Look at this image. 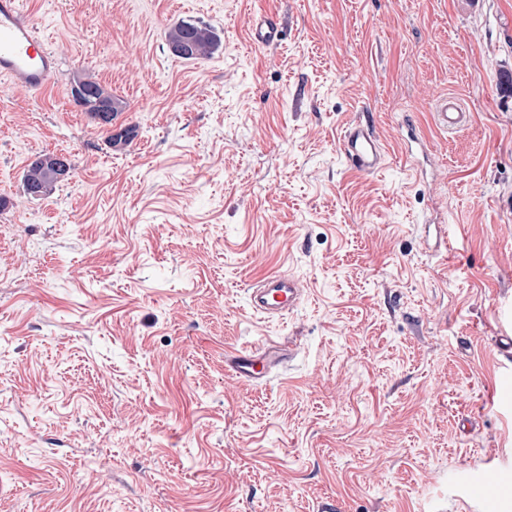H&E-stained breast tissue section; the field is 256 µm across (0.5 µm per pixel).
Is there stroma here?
Here are the masks:
<instances>
[{"mask_svg": "<svg viewBox=\"0 0 512 512\" xmlns=\"http://www.w3.org/2000/svg\"><path fill=\"white\" fill-rule=\"evenodd\" d=\"M27 8L60 69L37 102L0 77V512H474V470L512 512V0ZM260 15L281 39L256 48ZM182 21L219 50L174 56ZM87 76L131 142L74 103ZM369 113L362 176L337 145ZM44 151L72 172L34 199ZM272 271L305 293L265 318ZM260 340L283 363L228 375ZM75 87L78 88V92L75 93L73 87L72 97L74 102L82 108L83 112H86L95 120L100 127L106 129L108 133L107 141L111 146L123 140L127 143L134 137V127H121L118 132L112 134V121L118 112L124 111L123 101L112 96V93L105 87L89 77L79 79ZM104 104L108 110V118L106 121H102L100 118V111ZM466 113L463 112L460 102L453 96L438 99L433 121L435 126L443 132H453L465 122ZM339 151L348 166L360 174H373L385 166L386 151L370 119L352 123L345 129L339 140ZM284 353L272 345L226 351L224 366L227 373L246 381L259 382L276 367Z\"/></svg>", "mask_w": 512, "mask_h": 512, "instance_id": "35a3bbf8", "label": "stroma"}]
</instances>
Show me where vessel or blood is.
Instances as JSON below:
<instances>
[{
	"mask_svg": "<svg viewBox=\"0 0 512 512\" xmlns=\"http://www.w3.org/2000/svg\"><path fill=\"white\" fill-rule=\"evenodd\" d=\"M252 43L264 45L278 41L280 30L273 20L249 21ZM59 70L56 54L42 38L30 14L25 13L22 0H0V76L29 89L34 99H41ZM466 114L460 102L452 96L439 98L433 114L436 127L452 132L462 126ZM339 151L348 166L361 174H372L385 166L386 151L379 140L372 120L350 124L339 140ZM303 296L298 278L282 273L263 277L249 296L253 312L265 315L282 314L296 308ZM283 358L281 349L262 345L225 353L224 366L234 377L258 382ZM488 471L469 474L462 486L478 512H494L496 498L489 490Z\"/></svg>",
	"mask_w": 512,
	"mask_h": 512,
	"instance_id": "b4317fda",
	"label": "vessel or blood"
}]
</instances>
